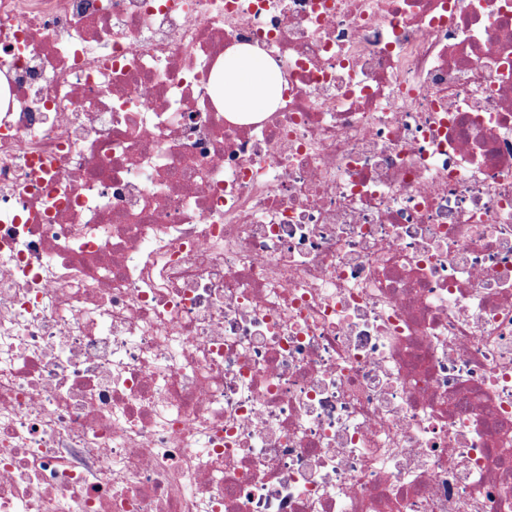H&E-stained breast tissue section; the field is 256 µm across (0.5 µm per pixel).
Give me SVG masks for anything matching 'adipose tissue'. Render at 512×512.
<instances>
[{"label": "adipose tissue", "mask_w": 512, "mask_h": 512, "mask_svg": "<svg viewBox=\"0 0 512 512\" xmlns=\"http://www.w3.org/2000/svg\"><path fill=\"white\" fill-rule=\"evenodd\" d=\"M221 74L211 92L228 112H269L274 108L273 80L279 77L276 63L251 45L225 53Z\"/></svg>", "instance_id": "1"}]
</instances>
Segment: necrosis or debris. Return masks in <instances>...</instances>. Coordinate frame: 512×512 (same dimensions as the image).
<instances>
[{"label":"necrosis or debris","instance_id":"4bbe7bcc","mask_svg":"<svg viewBox=\"0 0 512 512\" xmlns=\"http://www.w3.org/2000/svg\"><path fill=\"white\" fill-rule=\"evenodd\" d=\"M0 77V512H512V0H0ZM221 74L211 86L213 96L224 104V112H271L272 84L280 78L276 63L251 45H239L224 54Z\"/></svg>","mask_w":512,"mask_h":512}]
</instances>
